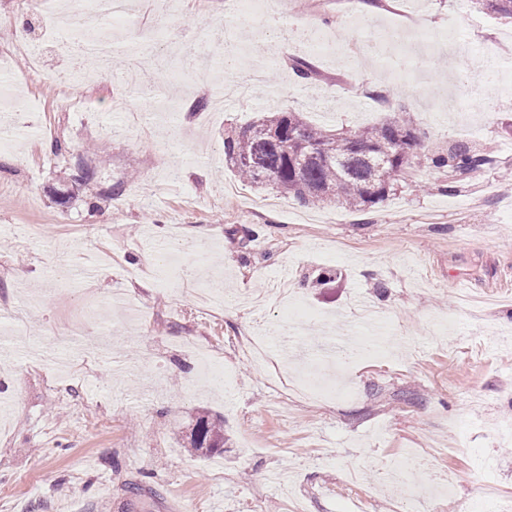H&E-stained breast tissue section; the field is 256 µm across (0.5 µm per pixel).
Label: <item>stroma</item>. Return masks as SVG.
<instances>
[{
  "instance_id": "obj_1",
  "label": "stroma",
  "mask_w": 512,
  "mask_h": 512,
  "mask_svg": "<svg viewBox=\"0 0 512 512\" xmlns=\"http://www.w3.org/2000/svg\"><path fill=\"white\" fill-rule=\"evenodd\" d=\"M224 79L257 67L266 91L225 98L198 84L186 55L235 19L232 0H176L156 18L164 42L145 40L127 16L114 53L168 56L153 73L167 102L142 107L119 74L76 83L85 111L61 112L58 78L78 58L60 51L68 28L48 25L80 0L31 11L0 0V48L37 44L39 73L14 55L0 87L26 102L0 135V396L12 399L0 430V512H408V482L387 465L408 449L426 457L420 480L454 483L438 512H496L482 494H512V60L491 61L512 40V19L470 0H382L377 12L347 5L312 15L286 0ZM415 13L470 41L468 56L419 60V80L390 85L372 62L341 73L315 61L292 33L318 25L338 52L367 44L386 23ZM388 91L390 102L375 101ZM205 108H197V99ZM405 110L419 155L466 143L493 163L462 180L425 164L370 210L311 208L272 187L242 183L223 141L267 112L294 111L338 131L377 125ZM170 138L185 158L171 176L158 152ZM91 181L75 182L77 169ZM95 277L81 279L78 268ZM486 298L479 316L452 287ZM125 289L137 311L94 321L80 348L52 357L47 343L80 316L86 297ZM354 346L345 360L318 355L325 338ZM213 346L221 389L207 387L199 347ZM224 428V452L186 449L196 418Z\"/></svg>"
}]
</instances>
